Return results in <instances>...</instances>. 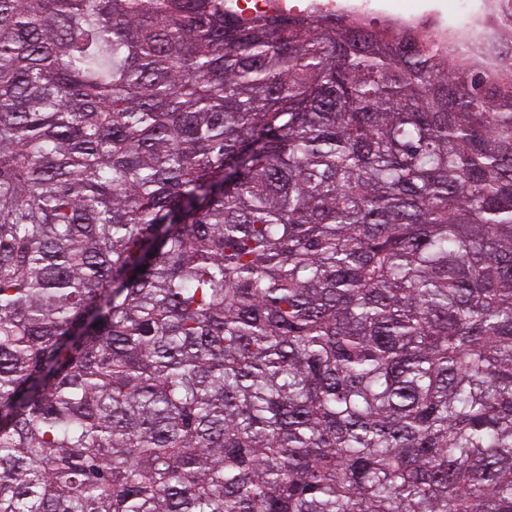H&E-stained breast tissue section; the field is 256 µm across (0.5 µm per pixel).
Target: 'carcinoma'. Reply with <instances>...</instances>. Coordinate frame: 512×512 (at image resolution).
Segmentation results:
<instances>
[{"instance_id": "1", "label": "carcinoma", "mask_w": 512, "mask_h": 512, "mask_svg": "<svg viewBox=\"0 0 512 512\" xmlns=\"http://www.w3.org/2000/svg\"><path fill=\"white\" fill-rule=\"evenodd\" d=\"M0 512H512V59L0 0Z\"/></svg>"}]
</instances>
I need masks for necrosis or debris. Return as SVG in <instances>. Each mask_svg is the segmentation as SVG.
Segmentation results:
<instances>
[{
	"instance_id": "4bbe7bcc",
	"label": "necrosis or debris",
	"mask_w": 512,
	"mask_h": 512,
	"mask_svg": "<svg viewBox=\"0 0 512 512\" xmlns=\"http://www.w3.org/2000/svg\"><path fill=\"white\" fill-rule=\"evenodd\" d=\"M448 10L420 6L402 9L391 0H225V9L243 20L307 6L325 13H344L378 20L400 29L428 33L443 51H455L456 62L498 79L504 51L512 46V0H448Z\"/></svg>"
}]
</instances>
